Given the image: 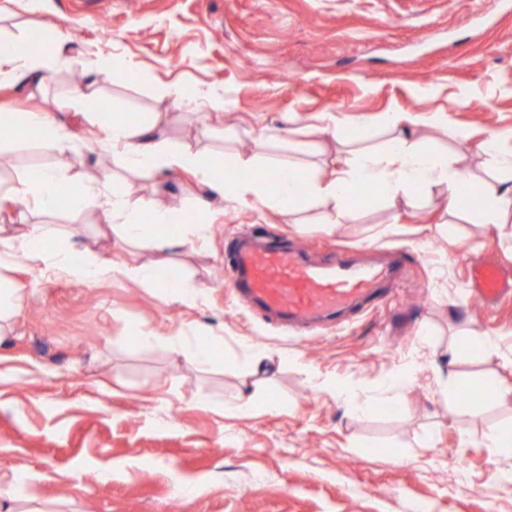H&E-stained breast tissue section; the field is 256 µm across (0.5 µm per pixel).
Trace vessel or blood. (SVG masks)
I'll return each mask as SVG.
<instances>
[{"label":"vessel or blood","mask_w":512,"mask_h":512,"mask_svg":"<svg viewBox=\"0 0 512 512\" xmlns=\"http://www.w3.org/2000/svg\"><path fill=\"white\" fill-rule=\"evenodd\" d=\"M401 260L364 264L345 257L325 264L312 261L287 237L242 234L227 252V280L260 316H274L288 328L336 326L345 316L384 303L386 286L395 280ZM472 292L488 305L512 295V280L497 262L470 265Z\"/></svg>","instance_id":"1"}]
</instances>
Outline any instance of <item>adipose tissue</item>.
I'll return each mask as SVG.
<instances>
[{"label":"adipose tissue","instance_id":"obj_1","mask_svg":"<svg viewBox=\"0 0 512 512\" xmlns=\"http://www.w3.org/2000/svg\"><path fill=\"white\" fill-rule=\"evenodd\" d=\"M66 39L61 30H54L49 49L38 51L27 48L24 41L0 39V84H13L36 76L56 64L63 56ZM21 125L38 135L43 146L61 148L71 141L67 124L48 113L29 112L20 119ZM158 119L136 124L112 114L101 120L102 140L120 151V166L134 173H154L161 169L192 170L202 183L222 197L251 198L262 206L284 214L296 211L301 201L299 183L311 185L313 201L326 205V223L337 224L354 212L350 190L354 184L368 182L376 185L390 200L401 195L428 193L435 189L445 192L449 213L469 212L473 223L490 225L499 235L512 239V227L506 222L512 215V131L493 132L478 142V150L495 166L497 176L485 182L486 203L477 211H469L466 192L473 185L472 175L456 167L448 155H440L421 147L413 135L414 118L402 112L381 116L380 124L389 132L384 145L367 144L349 149L343 167L334 170L327 179L310 180L306 169L289 159L268 163L271 180L257 179L255 172L262 160L225 154L224 165L233 170L231 179L212 180L199 155L191 144H183L168 156H161L155 139ZM71 177L58 166L38 169L35 176L0 185V196L33 204L45 214L59 212H94L107 208L111 220L100 228L101 235H112L125 245L157 252L166 248L159 241L154 228L170 223L171 210L165 207L142 210L133 200L130 189L103 194L98 184L88 183L68 189ZM16 234L0 235V268L9 266L22 257L32 265L75 280L91 283L120 275L148 288L158 287L153 267L115 262L102 257L92 247H84L80 262H72L67 253L55 250L57 231L51 225L29 221L26 211L14 217Z\"/></svg>","mask_w":512,"mask_h":512}]
</instances>
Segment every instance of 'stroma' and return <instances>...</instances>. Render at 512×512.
Here are the masks:
<instances>
[{
  "label": "stroma",
  "mask_w": 512,
  "mask_h": 512,
  "mask_svg": "<svg viewBox=\"0 0 512 512\" xmlns=\"http://www.w3.org/2000/svg\"><path fill=\"white\" fill-rule=\"evenodd\" d=\"M58 26L64 59L37 78L0 85V113L50 107L66 114L70 149H42L35 134L0 135V181L65 165L74 182L112 174L147 208L179 220L156 227L179 237L186 221L206 240L164 252L106 242L105 256L132 264L179 262L203 286L196 306L170 288L121 276L81 284L33 269H0L26 288L9 339L0 344V512H512L500 482L512 456L486 447L489 427L512 426V400L486 401L481 385L512 384V366L470 347L495 335L512 347V298L495 308L467 295V265L492 259L512 277V251L495 228L459 220V237L436 233L441 192L385 199L373 191L353 219L326 226L323 207L297 213L253 199L195 200L206 189L183 171L135 174L103 166L98 111L161 113L164 148L189 143L203 164L223 152L281 155L326 173L345 154L323 117L417 118V138L457 159L479 181L494 175L476 150L485 131L512 128V4L492 0H0V37L29 40ZM112 60L100 68V57ZM82 80L73 83L72 71ZM207 95L210 105L161 97L166 85ZM90 98L74 113L76 92ZM468 133L448 140L432 116ZM50 224L68 249L92 241L101 212L59 213ZM287 235L313 260L355 249L364 263L393 250L412 258L386 303L317 332L284 334L250 313L220 272L246 229ZM155 335L153 344L140 341ZM207 338L201 365L171 350L170 337ZM457 348L449 357V348ZM425 370L405 398L383 394L409 362ZM356 387L342 403L322 380ZM190 485L181 501L173 480Z\"/></svg>",
  "instance_id": "obj_1"
}]
</instances>
